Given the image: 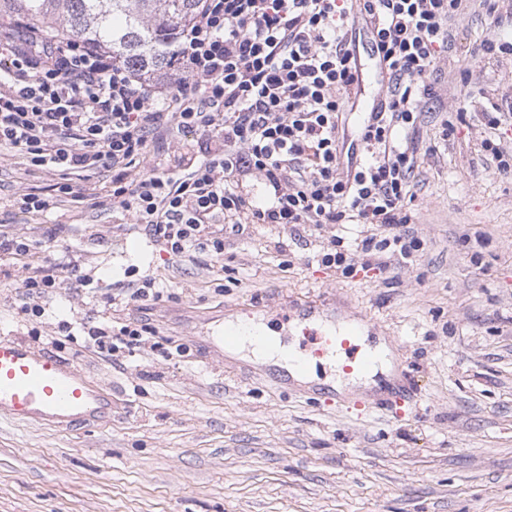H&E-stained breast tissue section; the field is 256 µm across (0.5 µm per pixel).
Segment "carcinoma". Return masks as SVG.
<instances>
[{
    "label": "carcinoma",
    "instance_id": "cac0c4a2",
    "mask_svg": "<svg viewBox=\"0 0 512 512\" xmlns=\"http://www.w3.org/2000/svg\"><path fill=\"white\" fill-rule=\"evenodd\" d=\"M198 0H0V12L49 19L57 35L110 54L144 81L174 62Z\"/></svg>",
    "mask_w": 512,
    "mask_h": 512
}]
</instances>
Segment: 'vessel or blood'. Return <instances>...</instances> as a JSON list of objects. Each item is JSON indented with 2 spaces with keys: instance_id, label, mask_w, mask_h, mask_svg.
Returning <instances> with one entry per match:
<instances>
[{
  "instance_id": "vessel-or-blood-1",
  "label": "vessel or blood",
  "mask_w": 512,
  "mask_h": 512,
  "mask_svg": "<svg viewBox=\"0 0 512 512\" xmlns=\"http://www.w3.org/2000/svg\"><path fill=\"white\" fill-rule=\"evenodd\" d=\"M246 321L213 337L215 354H223L241 334ZM338 356L337 366L363 374L376 365L374 354L363 351L358 329L342 335L313 332L296 352L293 365L307 371L313 359ZM112 413V390L91 380L78 367L19 339H0V416L19 422L70 428L106 418Z\"/></svg>"
}]
</instances>
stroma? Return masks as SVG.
Masks as SVG:
<instances>
[{
	"mask_svg": "<svg viewBox=\"0 0 512 512\" xmlns=\"http://www.w3.org/2000/svg\"><path fill=\"white\" fill-rule=\"evenodd\" d=\"M491 37L512 40V23L473 8L429 78L437 96L414 136L439 151L422 156L409 206L421 246L390 278L317 261L334 237L352 243L353 224H257L225 233L221 259L177 261L113 207L110 170L93 174L75 204L55 190L54 171L0 147V228L41 241L35 263L55 279L40 298L45 316L32 317L22 261L0 259V338L47 350L112 390L111 418L87 427L0 417V512H512V176L484 163L485 120L471 104L479 87L490 101L512 99V56L470 55ZM460 108L464 123L441 141L442 121ZM31 191L48 199L45 210H22ZM135 240L145 256L132 252ZM146 275L162 299L114 311ZM318 290L331 313L367 317L371 336L395 337L413 407L329 403L261 365L212 361L193 339L257 309L283 345L300 347L309 324L294 313ZM107 317L156 333L108 359L85 331Z\"/></svg>",
	"mask_w": 512,
	"mask_h": 512,
	"instance_id": "1",
	"label": "stroma"
}]
</instances>
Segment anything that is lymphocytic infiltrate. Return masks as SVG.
<instances>
[{
	"label": "lymphocytic infiltrate",
	"instance_id": "f902f5d3",
	"mask_svg": "<svg viewBox=\"0 0 512 512\" xmlns=\"http://www.w3.org/2000/svg\"><path fill=\"white\" fill-rule=\"evenodd\" d=\"M470 0H199L179 39L182 77L156 96L109 53L76 38L40 35V55L0 43V144L67 178L112 172V204L176 258L224 254V231L253 224L372 227L354 250L321 254L326 266L388 270L420 245L410 223L417 148L410 138L427 80L455 46ZM371 33L387 75L377 112L358 131L365 155L342 164V114L359 85L356 20ZM195 132L178 170L130 178L148 143ZM260 186L261 195L251 192ZM383 236H376V229ZM146 324L88 327L114 356L150 334Z\"/></svg>",
	"mask_w": 512,
	"mask_h": 512
}]
</instances>
